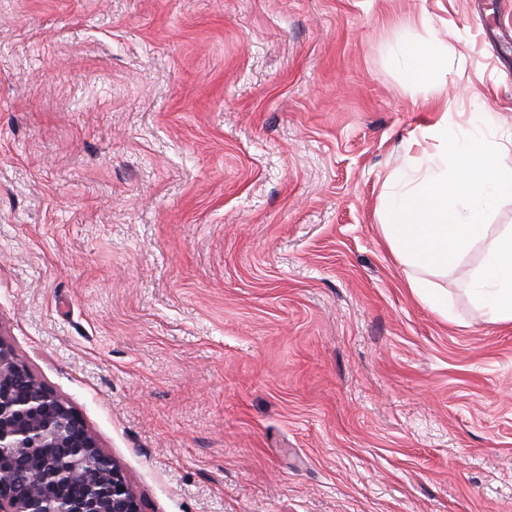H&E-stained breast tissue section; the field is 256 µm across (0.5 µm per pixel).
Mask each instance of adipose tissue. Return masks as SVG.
Here are the masks:
<instances>
[{"mask_svg":"<svg viewBox=\"0 0 512 512\" xmlns=\"http://www.w3.org/2000/svg\"><path fill=\"white\" fill-rule=\"evenodd\" d=\"M402 80L419 85L445 65L438 37L404 43L396 51ZM459 115L441 106L420 136L436 141L438 156L425 160L399 190L383 188L381 231L395 258L411 268L406 286L426 303L440 294L429 276L447 273L484 234L488 210L512 190V169L498 163V147L477 132L459 133ZM470 287L481 314L512 322V230L492 242Z\"/></svg>","mask_w":512,"mask_h":512,"instance_id":"obj_1","label":"adipose tissue"}]
</instances>
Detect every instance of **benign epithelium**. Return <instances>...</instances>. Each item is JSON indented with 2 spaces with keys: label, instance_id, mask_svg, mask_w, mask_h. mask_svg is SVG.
<instances>
[{
  "label": "benign epithelium",
  "instance_id": "benign-epithelium-1",
  "mask_svg": "<svg viewBox=\"0 0 512 512\" xmlns=\"http://www.w3.org/2000/svg\"><path fill=\"white\" fill-rule=\"evenodd\" d=\"M77 482L82 491L75 495ZM0 512H143L82 417L1 336Z\"/></svg>",
  "mask_w": 512,
  "mask_h": 512
}]
</instances>
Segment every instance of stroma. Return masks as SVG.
I'll list each match as a JSON object with an SVG mask.
<instances>
[{
  "instance_id": "1",
  "label": "stroma",
  "mask_w": 512,
  "mask_h": 512,
  "mask_svg": "<svg viewBox=\"0 0 512 512\" xmlns=\"http://www.w3.org/2000/svg\"><path fill=\"white\" fill-rule=\"evenodd\" d=\"M442 101L512 167V0H0V335L144 512H512L486 241L379 230ZM396 63L402 80L419 85L442 71L445 65L439 38L432 34L421 43H403L396 51ZM406 286L426 303L436 304L440 300V294L435 285L425 276L409 274L406 279Z\"/></svg>"
}]
</instances>
